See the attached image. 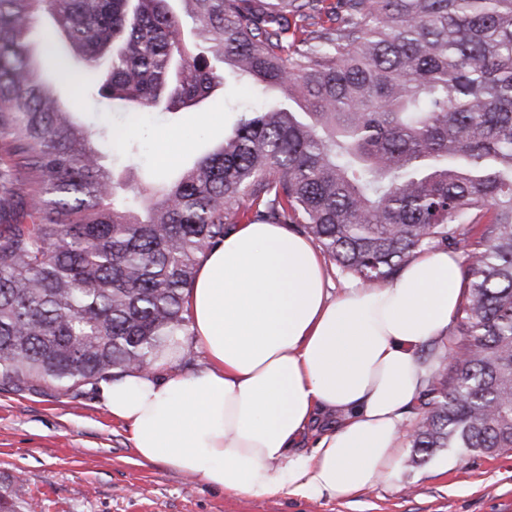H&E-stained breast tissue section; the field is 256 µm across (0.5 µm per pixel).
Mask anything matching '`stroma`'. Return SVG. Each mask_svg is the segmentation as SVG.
Here are the masks:
<instances>
[{"mask_svg":"<svg viewBox=\"0 0 512 512\" xmlns=\"http://www.w3.org/2000/svg\"><path fill=\"white\" fill-rule=\"evenodd\" d=\"M248 85L216 88L207 103L137 123L135 168L104 145L134 182L169 176L214 145L256 103ZM402 448L394 469L353 502L280 494L230 495L161 462L140 460L128 429L112 419L97 386L64 394L39 383L0 386V494L37 503V512H512V450L494 457L439 448L412 463Z\"/></svg>","mask_w":512,"mask_h":512,"instance_id":"stroma-1","label":"stroma"}]
</instances>
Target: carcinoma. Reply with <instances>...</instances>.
I'll list each match as a JSON object with an SVG mask.
<instances>
[{
  "label": "carcinoma",
  "instance_id": "carcinoma-1",
  "mask_svg": "<svg viewBox=\"0 0 512 512\" xmlns=\"http://www.w3.org/2000/svg\"><path fill=\"white\" fill-rule=\"evenodd\" d=\"M0 0V384L68 393L189 335L198 258L236 224H298L364 285L463 254V300L419 392L413 462L512 449V0ZM50 14L128 114L227 76L282 94L165 185L130 184L62 109L29 33Z\"/></svg>",
  "mask_w": 512,
  "mask_h": 512
}]
</instances>
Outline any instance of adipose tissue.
<instances>
[{
  "instance_id": "adipose-tissue-1",
  "label": "adipose tissue",
  "mask_w": 512,
  "mask_h": 512,
  "mask_svg": "<svg viewBox=\"0 0 512 512\" xmlns=\"http://www.w3.org/2000/svg\"><path fill=\"white\" fill-rule=\"evenodd\" d=\"M463 298L458 253H418L377 287L340 293L312 240L285 224H239L206 252L186 297L203 367L100 382L99 399L160 461L227 494L363 495L397 461L405 416L428 383L423 349L447 339ZM331 425L310 454V424Z\"/></svg>"
}]
</instances>
